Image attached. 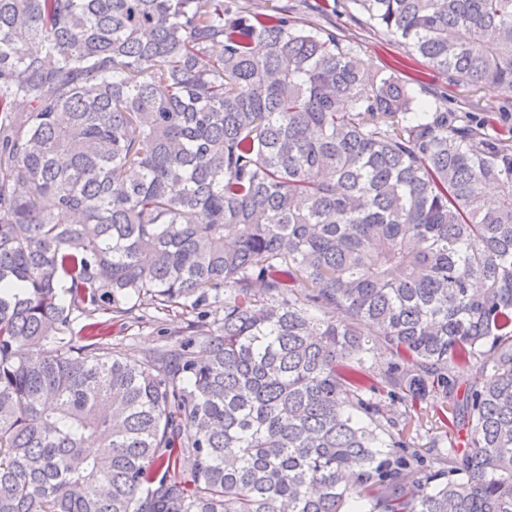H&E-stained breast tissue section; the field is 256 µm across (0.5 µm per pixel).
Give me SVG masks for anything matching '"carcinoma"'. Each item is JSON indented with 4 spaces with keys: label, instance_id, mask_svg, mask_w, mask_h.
Masks as SVG:
<instances>
[{
    "label": "carcinoma",
    "instance_id": "carcinoma-1",
    "mask_svg": "<svg viewBox=\"0 0 512 512\" xmlns=\"http://www.w3.org/2000/svg\"><path fill=\"white\" fill-rule=\"evenodd\" d=\"M350 2L512 94V0ZM301 7L0 0V512H512V140ZM97 320L104 322L103 336L110 342L118 343L124 349L136 350L138 353L149 351L164 343L167 335H173L184 326V317L179 313L157 314L158 322L137 323L133 318L117 321L111 314H98ZM439 400V397H436L435 394L429 393L421 403H418L417 411H408L404 404L392 402L387 397L382 398V406L385 414L388 416L402 419L406 411L408 414L410 412L415 417V420H417L419 415L420 422H417V426H414L412 437L415 448H418L425 457H429L432 452L435 453L436 451L448 453V450L452 447L460 452L468 449L465 448L467 442L466 429L454 430V432L448 434V427H445L439 421L436 412V405Z\"/></svg>",
    "mask_w": 512,
    "mask_h": 512
}]
</instances>
